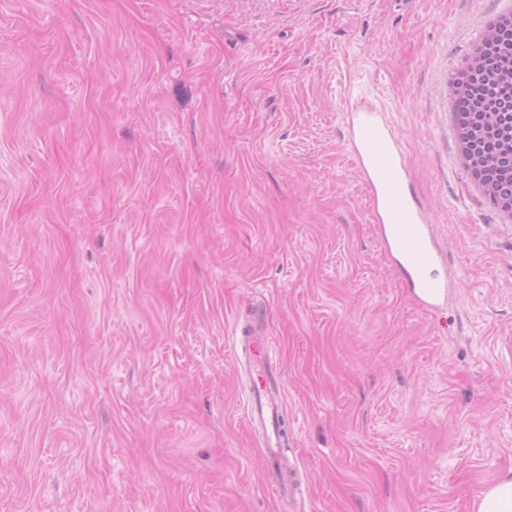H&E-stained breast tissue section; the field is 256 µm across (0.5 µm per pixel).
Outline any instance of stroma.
Returning <instances> with one entry per match:
<instances>
[{"instance_id":"stroma-1","label":"stroma","mask_w":512,"mask_h":512,"mask_svg":"<svg viewBox=\"0 0 512 512\" xmlns=\"http://www.w3.org/2000/svg\"><path fill=\"white\" fill-rule=\"evenodd\" d=\"M512 0H0V512H473L512 473V215L448 96ZM448 274L403 284L347 104ZM282 372L284 506L235 330Z\"/></svg>"}]
</instances>
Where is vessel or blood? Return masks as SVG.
Wrapping results in <instances>:
<instances>
[{
  "instance_id": "b4317fda",
  "label": "vessel or blood",
  "mask_w": 512,
  "mask_h": 512,
  "mask_svg": "<svg viewBox=\"0 0 512 512\" xmlns=\"http://www.w3.org/2000/svg\"><path fill=\"white\" fill-rule=\"evenodd\" d=\"M347 120L360 171L373 194L375 219L383 239L397 256L413 293L428 306H438L448 280L440 270L441 258L423 213L407 192L406 171L395 150L393 131L371 110L348 113ZM235 344L247 355L251 384L245 417L251 432L262 438L270 487L280 499L295 497L297 486L283 453L281 381L272 362L270 332L259 322L248 325Z\"/></svg>"
}]
</instances>
